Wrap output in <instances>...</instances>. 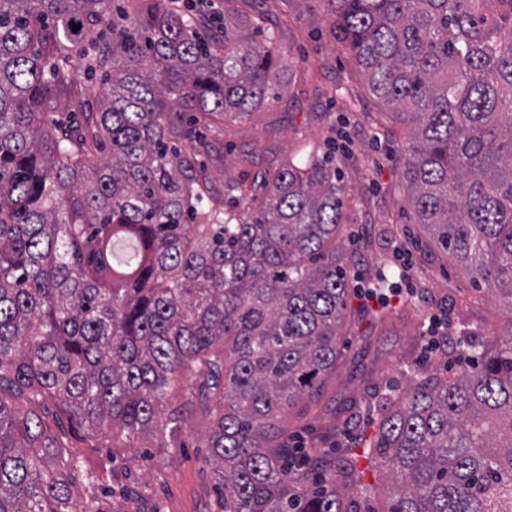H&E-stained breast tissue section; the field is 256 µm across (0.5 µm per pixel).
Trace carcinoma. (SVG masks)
Wrapping results in <instances>:
<instances>
[{"label":"carcinoma","instance_id":"1","mask_svg":"<svg viewBox=\"0 0 512 512\" xmlns=\"http://www.w3.org/2000/svg\"><path fill=\"white\" fill-rule=\"evenodd\" d=\"M325 2L370 93L415 129L416 220L512 302V0ZM264 21L125 0L109 26L105 0H0V512H105L74 496L73 473L103 490L112 465L96 449L145 433L172 448L197 414L218 512H351L336 485L354 482L353 456L316 449L325 483L308 492L306 449L280 423L336 367L349 302L347 257L329 247L346 220L336 170L290 159L218 185L197 161L224 118L269 98L276 33L241 34ZM97 72L99 108L75 126ZM472 356L367 395L387 512H512V339ZM187 376L198 387L166 409ZM48 402L88 453L65 456L37 413Z\"/></svg>","mask_w":512,"mask_h":512}]
</instances>
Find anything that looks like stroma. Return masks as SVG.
Returning a JSON list of instances; mask_svg holds the SVG:
<instances>
[{
    "label": "stroma",
    "instance_id": "stroma-1",
    "mask_svg": "<svg viewBox=\"0 0 512 512\" xmlns=\"http://www.w3.org/2000/svg\"><path fill=\"white\" fill-rule=\"evenodd\" d=\"M267 26L277 33L284 57L281 83L274 95L248 115L226 121L220 148L208 159L215 181L242 172H274L297 145L319 149L340 174L348 219L336 234V248L354 254L349 278L350 305L359 308V291L376 270L396 271L398 249L410 252L405 287L415 290L390 305L392 320L371 328L369 320H346L344 355L326 378L315 408L298 404L287 411L289 442L358 453L354 485L343 488L355 512H372L377 503L360 486L385 481L363 450L375 434L377 410L365 400L370 387L402 391L406 371L418 369L446 378L458 371L464 353L457 342L461 322L476 325L484 340L512 336V304L497 290L477 287L466 266L451 260L416 224L402 180L404 141L409 127L395 122L386 104L369 94L363 73L336 46L322 0H283L269 10ZM337 87L328 98L329 87ZM448 318L449 352L423 353L422 326L431 314ZM210 422L202 416L186 421L177 448L110 449L114 476L107 512H136L142 500L161 512H217L218 481L208 462ZM138 488L142 500L125 499L122 490Z\"/></svg>",
    "mask_w": 512,
    "mask_h": 512
}]
</instances>
